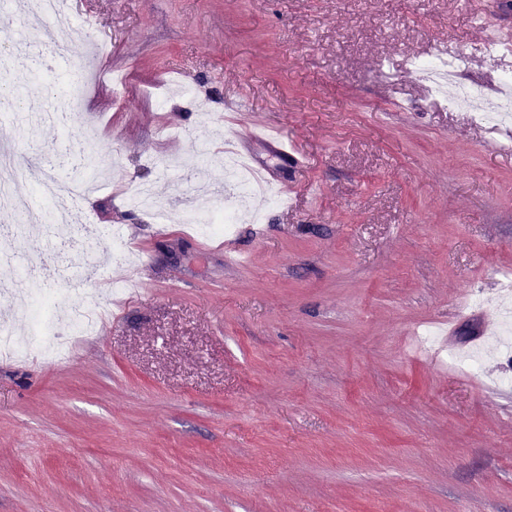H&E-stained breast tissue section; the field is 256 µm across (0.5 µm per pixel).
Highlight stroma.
Returning a JSON list of instances; mask_svg holds the SVG:
<instances>
[{
	"mask_svg": "<svg viewBox=\"0 0 512 512\" xmlns=\"http://www.w3.org/2000/svg\"><path fill=\"white\" fill-rule=\"evenodd\" d=\"M491 0H69L121 64L90 81L80 118L31 130L0 110L23 157L110 164L86 207L137 259L114 318L50 360L0 358V512H512V368L479 376L414 345L463 310L455 350L498 327L512 280V122L449 109L411 61L466 52L460 75L497 96L481 25ZM0 19L31 105L57 101L88 50L54 51ZM264 122L307 159L259 148L292 209L243 216L225 239L177 215L219 180L229 137ZM211 142L207 160L185 172ZM157 187L154 207L123 190Z\"/></svg>",
	"mask_w": 512,
	"mask_h": 512,
	"instance_id": "1",
	"label": "stroma"
}]
</instances>
